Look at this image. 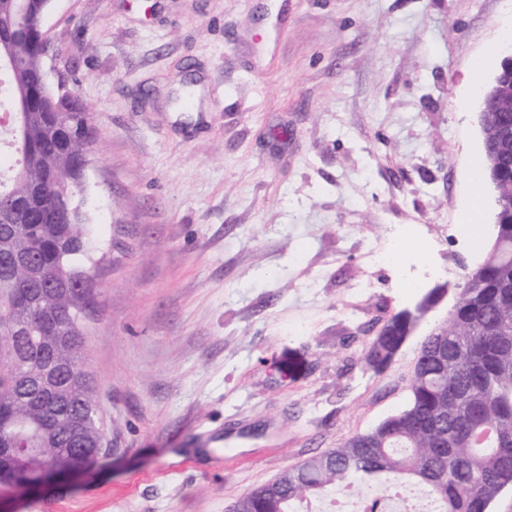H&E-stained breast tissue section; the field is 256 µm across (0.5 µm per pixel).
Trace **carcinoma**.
<instances>
[{"mask_svg":"<svg viewBox=\"0 0 512 512\" xmlns=\"http://www.w3.org/2000/svg\"><path fill=\"white\" fill-rule=\"evenodd\" d=\"M38 0L16 17L0 4V111L11 113L0 171V484L36 480L46 467L82 468L105 440L96 382L87 368L84 316L99 305L91 267L94 227L83 203L78 160L92 142L86 108L43 90L26 111L43 67L34 41ZM488 113L484 154L497 160L478 182L500 199L498 228L484 261L461 269L451 321L418 349L411 401L372 431L285 471L236 502L232 512H312L311 501L338 486L427 488L437 512H488L512 488V112ZM51 182L69 203L45 215L26 201ZM432 304L391 316L371 343L367 365L397 355Z\"/></svg>","mask_w":512,"mask_h":512,"instance_id":"obj_1","label":"carcinoma"}]
</instances>
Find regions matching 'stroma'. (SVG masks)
<instances>
[{
    "mask_svg": "<svg viewBox=\"0 0 512 512\" xmlns=\"http://www.w3.org/2000/svg\"><path fill=\"white\" fill-rule=\"evenodd\" d=\"M140 2L54 0L43 19L48 78L95 129L102 304L85 352L107 449L71 477L0 485V512H228L408 406L459 289L442 268L481 263L495 236L470 182L468 86L498 69L512 0ZM406 230L422 263H370ZM441 285L369 368L391 315ZM431 304L432 296L428 294L418 304L417 312L419 315L408 310L399 311L392 315L371 343L366 357L367 365L374 370H379L388 365L411 335L417 325L416 322L419 316L427 311Z\"/></svg>",
    "mask_w": 512,
    "mask_h": 512,
    "instance_id": "obj_1",
    "label": "stroma"
}]
</instances>
